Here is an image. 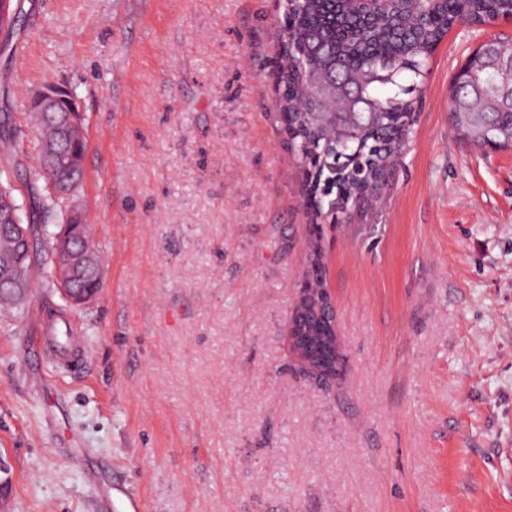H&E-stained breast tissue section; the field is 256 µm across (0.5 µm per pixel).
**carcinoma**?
<instances>
[{"label":"carcinoma","instance_id":"obj_1","mask_svg":"<svg viewBox=\"0 0 512 512\" xmlns=\"http://www.w3.org/2000/svg\"><path fill=\"white\" fill-rule=\"evenodd\" d=\"M512 13V0H387L369 10L358 0H284V39L276 73L280 112L288 114L292 147L303 162L309 206L317 211L349 215L354 204L371 197L381 175L394 169L409 130L406 119L416 111L417 91L434 50L455 23L485 24ZM512 83L507 66L478 68L470 80L453 82L449 99L471 93L493 100ZM37 169L25 176L49 180L54 163L45 143L57 138L49 125L30 115ZM449 122L460 140L480 148L512 146V109L502 107L484 118L464 123L449 109ZM83 123L66 128L64 147L77 165L67 181L75 191L83 179ZM0 143L24 153L22 130L10 115L0 116ZM58 197L44 193L32 207L35 264L57 284L55 238L48 226L66 217L58 214ZM74 252L91 251V275L76 288L101 287L99 251L90 232L70 239ZM16 242L0 232V267H8Z\"/></svg>","mask_w":512,"mask_h":512}]
</instances>
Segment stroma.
Returning <instances> with one entry per match:
<instances>
[{
  "label": "stroma",
  "instance_id": "1",
  "mask_svg": "<svg viewBox=\"0 0 512 512\" xmlns=\"http://www.w3.org/2000/svg\"><path fill=\"white\" fill-rule=\"evenodd\" d=\"M12 79L85 117L72 203L104 254L75 309L30 274L0 310L7 512H512V149L449 129V84L484 40L459 26L418 88L388 187L335 225L305 204L269 61L281 0H25ZM324 229L348 359L305 370L287 339ZM90 355L60 369L53 337ZM100 474L88 484L87 471Z\"/></svg>",
  "mask_w": 512,
  "mask_h": 512
}]
</instances>
